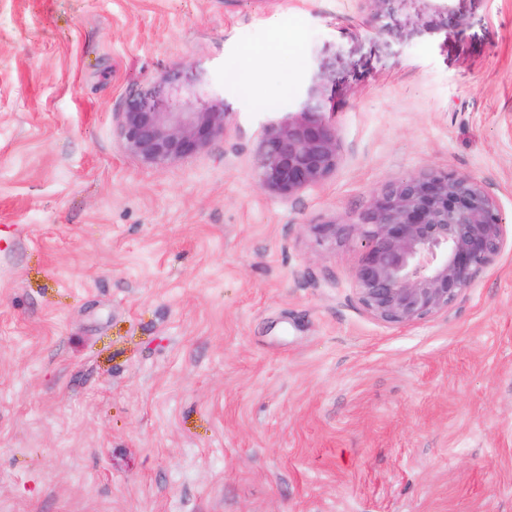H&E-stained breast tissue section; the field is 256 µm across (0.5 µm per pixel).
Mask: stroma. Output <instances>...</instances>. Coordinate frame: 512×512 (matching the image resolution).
Segmentation results:
<instances>
[{
	"label": "stroma",
	"instance_id": "1",
	"mask_svg": "<svg viewBox=\"0 0 512 512\" xmlns=\"http://www.w3.org/2000/svg\"><path fill=\"white\" fill-rule=\"evenodd\" d=\"M0 0V512H512V251L448 311L369 316L383 186L475 178L512 235V0ZM321 56L337 160L281 197L256 154ZM195 81L203 150L125 151L130 93ZM334 224L335 243L311 227ZM426 2L428 15L424 19V24L428 29L438 27H448V25L458 26L462 23L461 17L455 13L449 6L447 0H367L371 4V10L375 16L388 17L395 19L396 2Z\"/></svg>",
	"mask_w": 512,
	"mask_h": 512
}]
</instances>
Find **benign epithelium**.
Returning a JSON list of instances; mask_svg holds the SVG:
<instances>
[{
  "label": "benign epithelium",
  "instance_id": "benign-epithelium-1",
  "mask_svg": "<svg viewBox=\"0 0 512 512\" xmlns=\"http://www.w3.org/2000/svg\"><path fill=\"white\" fill-rule=\"evenodd\" d=\"M395 18L398 0H367ZM429 29L458 26L447 0H424ZM291 118L266 131L258 152L261 187L281 195L323 181L336 165L335 106L323 74L312 77ZM227 112H178L172 99L130 96L119 129L125 149L156 166L191 156L225 130ZM359 303L374 319L406 327L448 310L507 247L505 224L473 178L430 172L389 183L374 195L357 240Z\"/></svg>",
  "mask_w": 512,
  "mask_h": 512
}]
</instances>
